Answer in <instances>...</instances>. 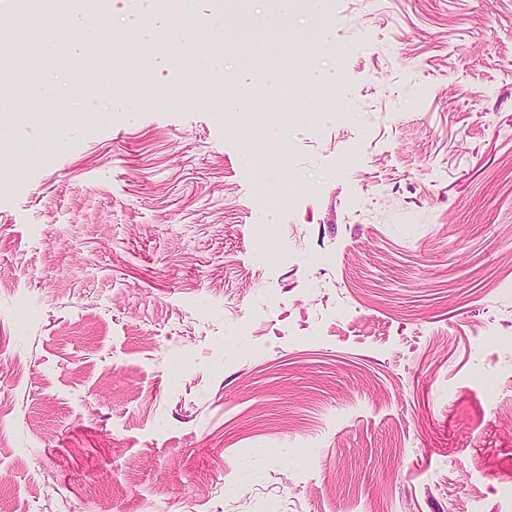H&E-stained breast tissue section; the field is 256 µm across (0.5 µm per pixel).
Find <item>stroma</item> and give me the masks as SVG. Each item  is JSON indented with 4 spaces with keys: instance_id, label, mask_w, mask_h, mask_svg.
<instances>
[{
    "instance_id": "stroma-1",
    "label": "stroma",
    "mask_w": 512,
    "mask_h": 512,
    "mask_svg": "<svg viewBox=\"0 0 512 512\" xmlns=\"http://www.w3.org/2000/svg\"><path fill=\"white\" fill-rule=\"evenodd\" d=\"M272 52L289 202L257 211L282 92L74 90L0 116V503L12 512H512V0H325ZM352 157L337 169L340 155ZM238 491L228 495L226 484Z\"/></svg>"
}]
</instances>
